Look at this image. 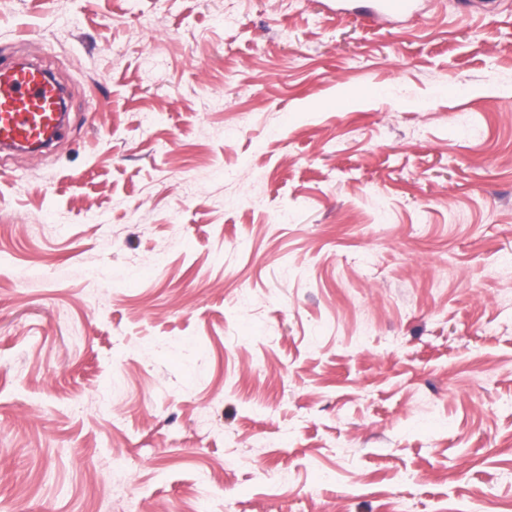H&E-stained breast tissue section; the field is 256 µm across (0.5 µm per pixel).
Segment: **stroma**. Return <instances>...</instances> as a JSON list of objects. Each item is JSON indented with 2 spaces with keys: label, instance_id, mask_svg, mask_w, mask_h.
<instances>
[{
  "label": "stroma",
  "instance_id": "stroma-1",
  "mask_svg": "<svg viewBox=\"0 0 512 512\" xmlns=\"http://www.w3.org/2000/svg\"><path fill=\"white\" fill-rule=\"evenodd\" d=\"M328 2L0 0V512H512V0ZM370 2L364 9L366 14L378 23L391 22L392 20L416 14L417 0H366ZM63 89L41 65L15 59L0 67V148L52 144L66 135Z\"/></svg>",
  "mask_w": 512,
  "mask_h": 512
}]
</instances>
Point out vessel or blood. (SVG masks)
Wrapping results in <instances>:
<instances>
[{
	"label": "vessel or blood",
	"instance_id": "obj_1",
	"mask_svg": "<svg viewBox=\"0 0 512 512\" xmlns=\"http://www.w3.org/2000/svg\"><path fill=\"white\" fill-rule=\"evenodd\" d=\"M365 12L389 22L417 12V0H369ZM62 86L41 65L14 60L0 67V148L51 144L66 135Z\"/></svg>",
	"mask_w": 512,
	"mask_h": 512
}]
</instances>
